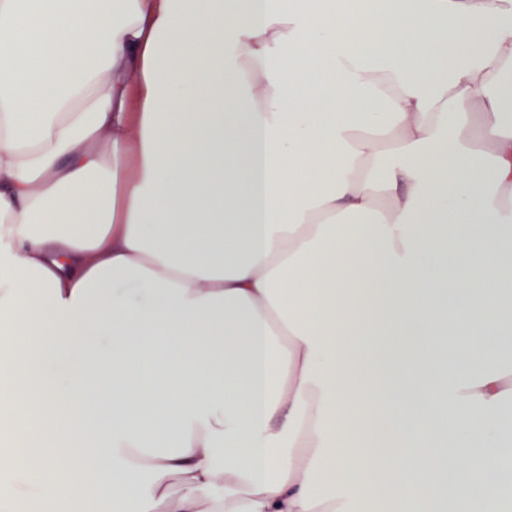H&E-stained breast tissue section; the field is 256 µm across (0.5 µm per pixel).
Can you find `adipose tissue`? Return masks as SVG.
Segmentation results:
<instances>
[{"instance_id":"obj_1","label":"adipose tissue","mask_w":512,"mask_h":512,"mask_svg":"<svg viewBox=\"0 0 512 512\" xmlns=\"http://www.w3.org/2000/svg\"><path fill=\"white\" fill-rule=\"evenodd\" d=\"M510 104L512 0H0L16 512H504Z\"/></svg>"}]
</instances>
